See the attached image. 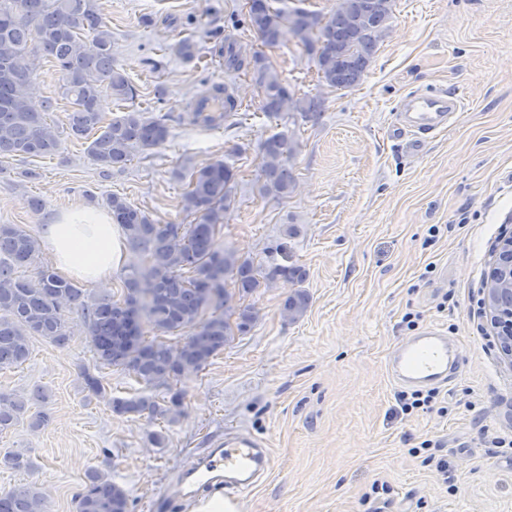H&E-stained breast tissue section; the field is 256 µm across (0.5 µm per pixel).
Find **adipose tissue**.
I'll list each match as a JSON object with an SVG mask.
<instances>
[{"mask_svg":"<svg viewBox=\"0 0 512 512\" xmlns=\"http://www.w3.org/2000/svg\"><path fill=\"white\" fill-rule=\"evenodd\" d=\"M46 245L63 273L100 285L110 283L123 259L124 242L111 217L85 208L56 218Z\"/></svg>","mask_w":512,"mask_h":512,"instance_id":"1","label":"adipose tissue"}]
</instances>
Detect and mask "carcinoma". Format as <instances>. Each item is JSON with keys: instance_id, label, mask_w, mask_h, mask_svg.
Masks as SVG:
<instances>
[{"instance_id": "1", "label": "carcinoma", "mask_w": 512, "mask_h": 512, "mask_svg": "<svg viewBox=\"0 0 512 512\" xmlns=\"http://www.w3.org/2000/svg\"><path fill=\"white\" fill-rule=\"evenodd\" d=\"M250 2L248 26L261 41L273 46L288 32L315 54L319 82L335 90L363 82L395 6V0H338L333 12L322 16L302 8L274 9L271 0ZM37 53L49 59L61 77L58 95L69 104L63 132L48 121L53 99L37 111L24 96ZM224 66L252 71L268 117L284 111L308 119L319 116L320 100L297 95L265 57L248 60L229 42L224 45ZM105 93L119 102L137 96L112 59V29L103 21L96 0H0V170L16 157L59 153L65 133L89 141L87 155L103 172L121 170L134 153L166 143L167 115L131 109L106 122L100 110ZM296 151L297 141L283 131L262 141L263 193H293L296 180L289 163ZM235 181L236 171L222 160L193 169L181 208L198 215V221L188 226L160 224L124 198L111 196L112 223L120 226L137 257L118 298L90 294L51 267L37 264V238L19 224H0V369L25 363L35 336L66 346L65 317L75 309L87 321L94 354L93 366L80 372L83 389L118 415L147 413L172 421L180 417L184 393L176 382L223 351L232 331L244 335L257 320L254 308L233 306V296L247 297L276 276L299 283L305 277L297 265L262 270L220 245L218 234ZM30 267L31 275L19 274ZM307 306V295L298 290L284 300L282 311L294 320ZM150 332L154 337L148 336ZM166 334H177L179 340L173 344L164 339ZM103 365L121 368L148 388L163 387L169 398L162 405L144 395L111 398L94 374ZM46 400L44 391L30 397L0 388V434L24 422L34 431L49 425V413L28 410L29 403ZM0 460L15 471L33 466L22 451H9ZM77 509L130 512L129 498L124 489L92 470L85 477ZM0 512H46L44 493L35 484L19 485L0 494Z\"/></svg>"}]
</instances>
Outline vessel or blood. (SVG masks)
Returning <instances> with one entry per match:
<instances>
[{
    "instance_id": "vessel-or-blood-1",
    "label": "vessel or blood",
    "mask_w": 512,
    "mask_h": 512,
    "mask_svg": "<svg viewBox=\"0 0 512 512\" xmlns=\"http://www.w3.org/2000/svg\"><path fill=\"white\" fill-rule=\"evenodd\" d=\"M461 109L457 94L443 89L415 91L398 106L394 135L410 139L414 149H421L437 131ZM457 357L445 336L430 328L422 334L402 340L389 359V370L397 382L412 386L441 385L456 373ZM207 472L224 477V492L241 496L250 492L271 465L269 449L247 435L225 439L219 455L206 458Z\"/></svg>"
}]
</instances>
